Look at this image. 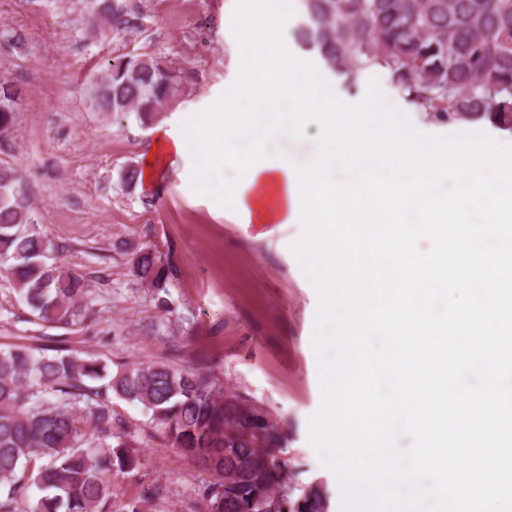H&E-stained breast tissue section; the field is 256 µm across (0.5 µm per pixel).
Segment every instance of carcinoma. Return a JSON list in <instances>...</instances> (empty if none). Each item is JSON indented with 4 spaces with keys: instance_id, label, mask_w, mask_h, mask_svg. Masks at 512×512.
<instances>
[{
    "instance_id": "1",
    "label": "carcinoma",
    "mask_w": 512,
    "mask_h": 512,
    "mask_svg": "<svg viewBox=\"0 0 512 512\" xmlns=\"http://www.w3.org/2000/svg\"><path fill=\"white\" fill-rule=\"evenodd\" d=\"M299 46L356 85L373 67L416 111L437 122L486 120L512 131V0H304ZM94 34L115 45L143 32L144 0H97ZM181 70L154 54L117 49L92 82L95 109L133 113L142 124L174 106ZM22 85L0 79V135L12 131ZM128 164L121 189L141 184ZM57 245L32 215L19 179L0 168V264L42 323L66 327L91 312L84 277L63 270ZM137 286L158 307L170 305L173 268L150 244L132 254ZM141 406L171 447L213 475L205 512H329L321 484L295 495L289 467L271 450L281 431L265 413L217 383L210 362L184 365L174 354L122 365L83 351L48 356L37 347L0 348V512H145L114 507L112 475L139 465L137 441L112 410V397Z\"/></svg>"
}]
</instances>
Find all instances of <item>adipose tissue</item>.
Masks as SVG:
<instances>
[{"instance_id": "ef3b65f1", "label": "adipose tissue", "mask_w": 512, "mask_h": 512, "mask_svg": "<svg viewBox=\"0 0 512 512\" xmlns=\"http://www.w3.org/2000/svg\"><path fill=\"white\" fill-rule=\"evenodd\" d=\"M240 200L259 224H283L293 215L291 183L286 169L261 167L251 184L244 187Z\"/></svg>"}]
</instances>
